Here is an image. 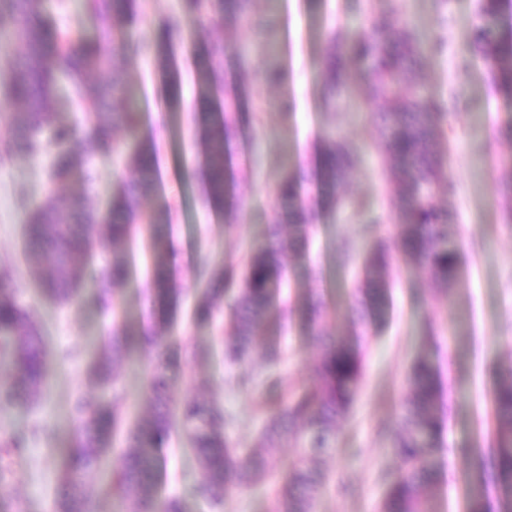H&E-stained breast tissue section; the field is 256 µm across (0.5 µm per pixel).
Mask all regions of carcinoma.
Segmentation results:
<instances>
[{"label": "carcinoma", "instance_id": "obj_1", "mask_svg": "<svg viewBox=\"0 0 512 512\" xmlns=\"http://www.w3.org/2000/svg\"><path fill=\"white\" fill-rule=\"evenodd\" d=\"M512 0H482L480 21L472 29L475 52L496 61L508 43L494 34ZM136 0H83L87 16L96 22L93 39L73 36L43 14L40 0H0V17L17 25L22 49L0 58V84L6 95L21 104L11 113L7 133L0 137V162L15 155L35 157L52 153L49 191L38 205H31L24 191L16 194L28 210L25 241L28 262L41 297L52 303L76 304L91 297L98 307L111 311L118 292L129 278L125 256L89 269L88 258L102 245L129 243L142 229L153 241L151 280L156 298L167 315L178 304L166 264L168 241L164 237L171 206L146 210L144 199L158 184L157 155L153 139L140 134L138 101L124 78L134 57L151 55L165 73L166 101L173 112L183 111L182 85L173 60V45L180 40L183 19L178 14L162 18L150 37L133 39L118 33L133 21ZM250 0H209L214 22L239 17ZM422 45L407 28L384 14L375 31L353 40L344 49L331 42L322 59L326 107L349 93L350 62L365 64L366 94L382 102L380 113L385 174L390 184L394 240L378 235V221L364 224L370 245L359 256L360 277L350 294L347 324L323 335L327 314L322 294L312 291L299 311L309 334L321 337L313 363V381L287 387L277 373L284 351L272 340L262 350L266 369L262 385L265 423L257 446L237 449L229 425L231 416L217 405L194 397L178 407L167 399L169 379L160 367L146 387L151 417L129 428L112 464L108 494L118 499L122 512H188L178 498L163 500L156 482L157 446L169 429L180 424L191 441L202 469L198 495L213 509L224 506L232 489L252 487L275 479V512H313L324 493L328 475L326 457L337 451V426L355 403L364 377V360L370 340L385 325L391 305L389 270L397 255L417 264L444 293H451L461 262L452 233L454 214L434 203L437 191L450 184L447 158L441 151L448 103L437 98H410L400 89L421 79ZM228 48L212 40L200 54L197 71L199 93L206 101L198 115L202 160L198 169L205 203L219 211L237 209L240 184L228 148L237 137V100L224 94ZM60 78L83 85L86 127H77L61 112L54 95ZM317 162L309 171L283 177L275 198L287 224H270L267 244L250 254L244 271L233 265H212L203 257L195 275L204 284L192 312L196 322L213 320L218 304L231 300V318L224 338V361L241 364L255 350V331L273 315L285 319L283 298L287 261L302 260L313 224L326 209L345 198V185L355 158L344 142L331 134L322 136ZM121 152L129 172L113 189L105 208L69 192L71 181L89 175L91 161ZM9 272L0 271V359L12 363L14 379L0 390V411L38 402L44 394L46 353L36 323L37 310L23 305L6 286ZM129 335L125 323L112 324V354L102 352L86 368L87 377L108 391L121 374L119 363ZM117 394L106 402L87 400L79 408L80 428L73 448L63 458L60 481L64 483L55 512H89L82 487L83 475L102 463L118 428ZM444 419L441 383L437 369L418 358L407 375L406 393L399 404L396 426L390 432L398 468L384 474L387 487L382 512H436L434 487L441 473ZM482 439L489 452L471 464L467 512H486L488 486L500 492V512H512V379L495 383L489 392L487 425ZM288 442L299 449L297 460L274 477L275 449ZM28 449L26 432L18 431L0 443V480L18 464Z\"/></svg>", "mask_w": 512, "mask_h": 512}]
</instances>
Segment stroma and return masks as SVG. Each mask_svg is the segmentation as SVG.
<instances>
[{"mask_svg":"<svg viewBox=\"0 0 512 512\" xmlns=\"http://www.w3.org/2000/svg\"><path fill=\"white\" fill-rule=\"evenodd\" d=\"M477 5L478 0H254L250 21L229 20L219 27L207 9L187 12L186 0H139L131 27L137 36L149 35L166 15L185 17L176 46L185 107L198 106L196 52L202 43L220 37L242 54L241 69L225 84L227 93L242 96L233 156L237 176L246 182L243 202L230 220L201 200L202 187L194 176L201 156L200 129L187 116L170 112L154 62L132 60L127 81L140 96L141 127L159 147V189L144 206L171 205L168 231L177 240L170 256L179 307L166 342L172 359L168 397L177 405L202 396L224 407L233 416L230 433L244 448L258 442L264 392L259 386L239 390L233 380L245 370L262 373L263 364L257 358L244 368L225 363L221 339L227 329V304L219 305L211 324L193 322L191 311L201 290L194 275L196 262L206 256L215 263L239 265L247 254L266 245V226L281 213L275 184L301 167H313L322 132L336 129L358 162L345 204L326 213L310 232L305 263L313 278H293L287 297L296 306L310 289H322L328 306L325 329L335 331L336 318L344 314L358 275L357 262L337 264L336 239L363 243V224L370 213L385 218L380 235H392L396 227L388 221L392 205L380 156L379 106L365 101L364 83L355 68L349 97L338 108L325 109L322 56L330 41L343 43L354 33L371 31L383 12L392 13L401 25L419 26L444 39L443 51H425L421 83L407 86L405 93L448 101L442 151L454 191L439 193L437 201L457 214L453 231L462 257L460 276L451 294L445 295L415 265L394 260L392 317L369 344L359 397L341 419L338 450L325 464L330 487L317 512H379L384 495L381 473L399 465L384 429L395 423L406 374L420 357L438 368L442 386L443 468L435 500L440 512H465L471 450L477 445L487 394L494 383L512 376V195L502 191L503 183L512 178V58L493 66L474 52L471 32L478 20ZM272 66L281 69L280 84L256 81V73ZM47 170L43 158L17 157L0 164V268L10 270L9 285L21 300L37 307L40 331L51 349L44 403L0 412V442L20 428L33 435L25 462L0 481V498L35 502L40 512H54L60 491L58 460L73 442L70 415L99 393L85 367L111 329L113 317L87 301L65 307L39 301L23 255L26 214L14 192L25 187L30 201H40ZM126 174L121 155H102L94 161L91 179H78L73 189L102 207L108 189ZM361 200L370 205V213L358 209ZM151 272L149 250L134 245L129 280L115 313L134 334L154 317ZM258 337L282 343L280 375L286 384L303 386L311 381L317 337L296 322L283 332L276 324H267ZM132 353L133 362L122 367L119 406L123 417L145 418L152 406L144 389L158 360L148 348L137 346ZM201 477L186 433L172 428L160 444L162 497L181 499L191 512H211L193 491Z\"/></svg>","mask_w":512,"mask_h":512,"instance_id":"35a3bbf8","label":"stroma"}]
</instances>
